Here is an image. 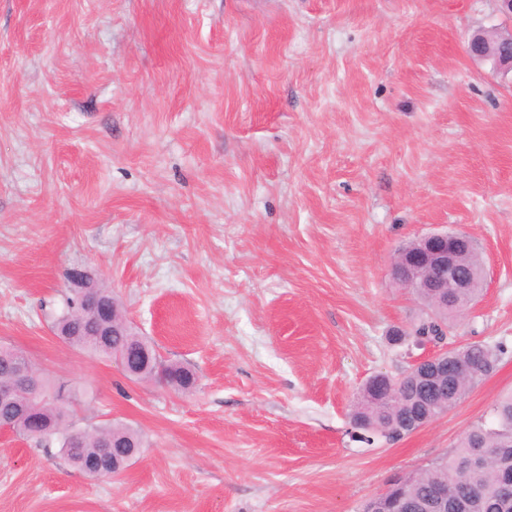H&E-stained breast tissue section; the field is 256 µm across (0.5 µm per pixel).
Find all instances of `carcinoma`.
I'll return each instance as SVG.
<instances>
[{
  "label": "carcinoma",
  "mask_w": 512,
  "mask_h": 512,
  "mask_svg": "<svg viewBox=\"0 0 512 512\" xmlns=\"http://www.w3.org/2000/svg\"><path fill=\"white\" fill-rule=\"evenodd\" d=\"M461 263L473 283L468 289L469 297L481 295L483 263L477 250L464 253ZM87 292L88 289L71 283L61 312L53 318L52 329L63 343L91 352L98 337L93 335L82 311L80 299ZM466 310V300L461 296L448 305V311H440L436 316L452 321ZM106 340L109 352L103 359H112L114 352L127 356L129 367L136 370L133 379L163 383L183 392L195 387L194 373L179 363L163 359L149 340H141L151 351L148 363L133 346L135 337L110 335ZM503 353L501 344L493 349L482 343H469L455 349L448 363L458 359L477 366L478 376L466 384L471 389L495 372ZM19 363L37 374L39 392L23 403L16 397L0 400V418L11 420V431L17 436L34 439L45 448H59L68 463L83 474L99 465L104 474L116 476L128 464L126 454L141 451L140 433L120 422L107 421L73 433L71 406L57 398L66 381L48 377L24 351L9 347L0 353V379L9 378ZM396 383L398 395L394 399L370 387L361 390L363 406L355 407L351 415L356 429L354 440L368 446L380 441L394 443L408 433L400 423L402 417L418 420L430 407L440 415L445 405L451 406L456 401V385L444 378L439 380L442 391L432 402L422 392L418 379L403 374L396 378ZM477 446L492 448L496 454L488 463L478 464L472 459V449ZM505 474L512 475V393L499 398L492 405L489 417L473 423L444 456L420 472L400 477L394 491L401 503L398 512H426L427 499L436 490L448 494L450 502L466 495L473 497L471 512H512V503L505 505L500 498V479Z\"/></svg>",
  "instance_id": "obj_1"
}]
</instances>
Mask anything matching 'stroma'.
Here are the masks:
<instances>
[{
    "label": "stroma",
    "mask_w": 512,
    "mask_h": 512,
    "mask_svg": "<svg viewBox=\"0 0 512 512\" xmlns=\"http://www.w3.org/2000/svg\"><path fill=\"white\" fill-rule=\"evenodd\" d=\"M495 0H0V345L144 446L93 481L0 432V512H360L512 393V78L468 57ZM468 235L486 284L448 341L495 374L394 444L365 382L420 355L405 242ZM192 369L127 379L51 330L73 268Z\"/></svg>",
    "instance_id": "35a3bbf8"
}]
</instances>
